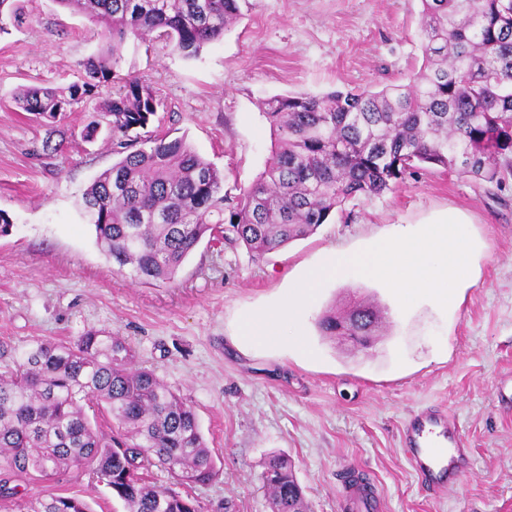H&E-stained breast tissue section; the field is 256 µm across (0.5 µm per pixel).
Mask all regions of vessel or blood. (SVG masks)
<instances>
[{
    "instance_id": "b4317fda",
    "label": "vessel or blood",
    "mask_w": 512,
    "mask_h": 512,
    "mask_svg": "<svg viewBox=\"0 0 512 512\" xmlns=\"http://www.w3.org/2000/svg\"><path fill=\"white\" fill-rule=\"evenodd\" d=\"M404 453L432 495L440 496L452 488L463 473L471 450L464 438L448 425L437 411L414 413L402 428ZM349 512H375L374 492L354 485L347 491Z\"/></svg>"
}]
</instances>
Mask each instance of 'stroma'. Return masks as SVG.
<instances>
[{"instance_id":"1","label":"stroma","mask_w":512,"mask_h":512,"mask_svg":"<svg viewBox=\"0 0 512 512\" xmlns=\"http://www.w3.org/2000/svg\"><path fill=\"white\" fill-rule=\"evenodd\" d=\"M238 22L186 58L169 40L127 41L113 77L72 107L50 135L44 119L17 111L22 87L64 89L96 54L101 29L52 0H24L22 24L0 35V343L72 342L87 330L122 337L136 362L197 414L218 473L192 488L201 512H271L262 475L288 456L313 512H346L351 470L371 485L377 512H512V177L496 186L427 168L380 197H359L305 239L258 263L205 239L173 283L144 285L112 270L82 192L114 156L82 130L136 76L157 113L141 138L185 137L248 188L271 156L261 103L276 94H322L407 82L422 63L419 0H249ZM464 212L474 243L472 277L459 304L424 301L402 310L383 284L351 273L325 284L303 315L313 357L236 342L239 320L267 307L331 249L361 251L449 210ZM364 299L384 311L374 345L322 336L330 306ZM447 409L471 452V468L440 499L408 464L400 430L413 410ZM15 496L0 512H27L53 495L91 512H125L85 472L44 477L0 469Z\"/></svg>"}]
</instances>
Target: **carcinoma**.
I'll return each mask as SVG.
<instances>
[{
  "instance_id": "1",
  "label": "carcinoma",
  "mask_w": 512,
  "mask_h": 512,
  "mask_svg": "<svg viewBox=\"0 0 512 512\" xmlns=\"http://www.w3.org/2000/svg\"><path fill=\"white\" fill-rule=\"evenodd\" d=\"M102 28L104 44L85 60L84 81L63 94L26 87L15 107L54 120L109 80L127 39L154 33L185 57L224 36L248 0H52ZM423 64L406 83L323 95L289 93L262 102L274 135L263 172L242 193L224 190V173L183 137L138 146L156 114L137 77L104 104L84 131L112 133L116 161L85 190L82 217L119 270L137 281L174 280L201 240L246 249L251 260L308 237L331 213L360 196H380L425 167L501 185L512 175V0H420ZM19 0H0V34L20 22ZM381 310L360 302L322 316L364 336ZM94 401L117 424L107 441L84 410ZM191 488L216 476L194 410L153 371L134 364L119 336L88 330L74 343L35 339L0 350V458L46 476L73 467L124 502L128 512H200L189 492L147 482L151 457ZM272 512H311L285 455L263 473ZM28 512H90L76 497L40 499Z\"/></svg>"
}]
</instances>
